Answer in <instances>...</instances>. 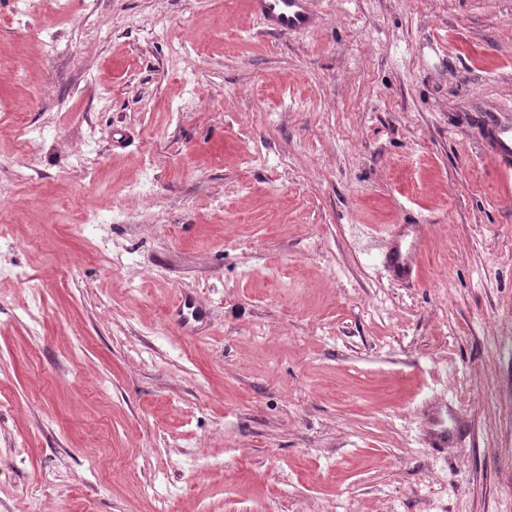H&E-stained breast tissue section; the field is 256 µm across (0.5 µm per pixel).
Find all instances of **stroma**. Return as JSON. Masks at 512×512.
Listing matches in <instances>:
<instances>
[{
	"instance_id": "stroma-1",
	"label": "stroma",
	"mask_w": 512,
	"mask_h": 512,
	"mask_svg": "<svg viewBox=\"0 0 512 512\" xmlns=\"http://www.w3.org/2000/svg\"><path fill=\"white\" fill-rule=\"evenodd\" d=\"M314 7L0 0V512H512V0ZM269 33L288 36L312 30L318 23L313 0H246ZM487 151L502 171L512 170V123L494 122ZM423 246L420 224H397L387 239L383 262L392 278L413 283L418 276ZM426 434L425 445L429 448L448 447V402L440 399L423 406Z\"/></svg>"
}]
</instances>
